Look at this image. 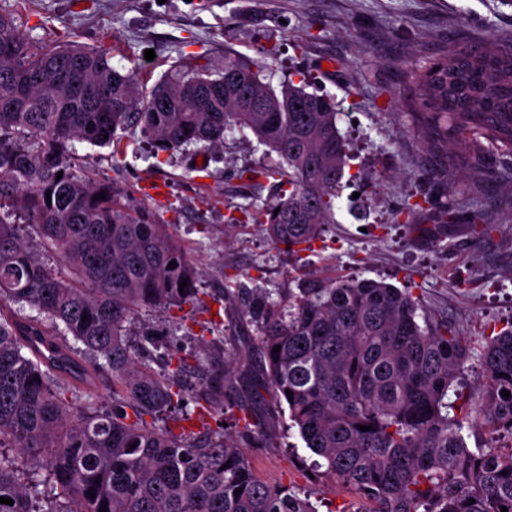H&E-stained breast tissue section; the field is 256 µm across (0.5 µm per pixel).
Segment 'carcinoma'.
Segmentation results:
<instances>
[{"label":"carcinoma","instance_id":"obj_1","mask_svg":"<svg viewBox=\"0 0 512 512\" xmlns=\"http://www.w3.org/2000/svg\"><path fill=\"white\" fill-rule=\"evenodd\" d=\"M261 75L227 52L219 71L178 72L148 88L103 50L34 44L0 8V497L13 500L0 512H100L103 503L108 512H316L260 480L223 434L147 423L183 394L142 360L128 327L140 309L193 302L198 272L167 225L75 163L77 141L117 153L122 134L138 133L168 152L219 148L225 131L248 129L280 157L275 169L246 170L275 180L274 200L250 205L252 222L294 252L334 223L346 143L332 98L308 92L305 79L276 88ZM415 79L411 109L433 149L487 144L512 156V46L452 43ZM245 294L240 324L263 358L261 377L226 362L203 379L196 404L222 408L245 387L248 398L233 403L242 435L255 437L266 422L249 399L272 391L321 458L315 466L360 491L370 512H512V452L465 442L466 343L445 323H419L411 292L312 273L286 297L227 288L224 301L235 309ZM12 304L37 315L16 319ZM98 369L112 378L108 412L65 397L66 379ZM483 371L478 417L490 434H512V396L501 395L512 393V327L487 341ZM13 448L42 456L63 500L41 508L43 480L20 471Z\"/></svg>","mask_w":512,"mask_h":512}]
</instances>
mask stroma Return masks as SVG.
Segmentation results:
<instances>
[{
    "instance_id": "35a3bbf8",
    "label": "stroma",
    "mask_w": 512,
    "mask_h": 512,
    "mask_svg": "<svg viewBox=\"0 0 512 512\" xmlns=\"http://www.w3.org/2000/svg\"><path fill=\"white\" fill-rule=\"evenodd\" d=\"M0 7L18 14L31 41L107 49L113 66L138 67L150 86L183 66L220 69L230 50L260 61L273 85L305 77L311 90L336 102L348 164L335 221L298 253L267 242L242 215V206L271 200L274 191L271 182L256 186L241 171L279 161L250 131L226 132L219 150L156 154L137 136L119 155L77 144L81 166L120 182L134 203L167 224L198 268L195 304L139 311L130 326L133 344L153 338L156 374L176 375L186 394L173 417L193 412L205 370L233 357L251 366L258 359L236 313L223 308L225 289L284 294L307 272L410 291L421 302L420 316L447 323L466 341L461 382L465 393L479 396L486 339L512 324V158L473 152L471 163L487 168L488 178L463 173L447 182V163L416 132L410 104L415 74L449 43L512 44V0H0ZM148 49L154 60H146ZM328 60L334 69H325ZM444 200L454 211L447 224L440 218ZM416 201L423 210L406 214ZM476 210L489 226L480 234L470 228ZM172 355L187 358L183 372L174 373ZM241 417L228 405L205 421L239 438L258 478L310 496L318 512H369L359 491L315 467L282 409L269 408L270 429L260 438L240 439Z\"/></svg>"
}]
</instances>
